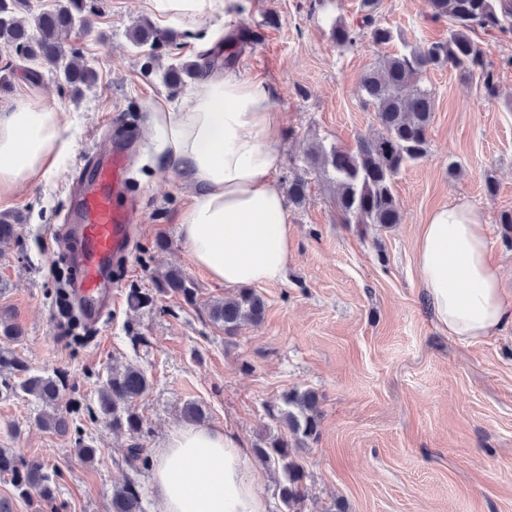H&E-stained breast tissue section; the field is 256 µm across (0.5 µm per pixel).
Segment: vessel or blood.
Listing matches in <instances>:
<instances>
[{
	"label": "vessel or blood",
	"mask_w": 512,
	"mask_h": 512,
	"mask_svg": "<svg viewBox=\"0 0 512 512\" xmlns=\"http://www.w3.org/2000/svg\"><path fill=\"white\" fill-rule=\"evenodd\" d=\"M126 175V159L117 150L106 161L80 166L83 190L74 202L76 223L63 254L73 270L71 298L93 324L119 303L113 262L126 254L132 228L140 220L136 205L118 201Z\"/></svg>",
	"instance_id": "b4317fda"
}]
</instances>
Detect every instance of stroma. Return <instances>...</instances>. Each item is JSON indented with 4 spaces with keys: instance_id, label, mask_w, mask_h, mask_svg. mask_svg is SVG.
<instances>
[{
    "instance_id": "obj_1",
    "label": "stroma",
    "mask_w": 512,
    "mask_h": 512,
    "mask_svg": "<svg viewBox=\"0 0 512 512\" xmlns=\"http://www.w3.org/2000/svg\"><path fill=\"white\" fill-rule=\"evenodd\" d=\"M249 3L241 24L254 39L229 71L265 79L272 89L284 116L283 185L292 161L313 144L352 147L377 132L374 109L357 86L380 56L448 35L447 20L428 19L425 0H381L378 19L397 40L376 47L364 39L342 50L330 26L337 18L355 21L359 0H336L325 11L312 10V0ZM86 14L89 27L63 37L64 49L79 52L98 74L83 94L57 81L48 65L0 48V113L33 100L64 112L72 127V148L49 178L0 193V219L16 227L14 238L0 242V314L22 331L10 348L33 371L63 372L77 408L62 436L41 426L42 407L31 397L0 396V448L57 473L54 512H111L113 487L132 475L123 460L129 438L96 414L99 389L116 364L137 365L151 379L135 401L150 454L185 426L187 403L207 405L205 426L230 431L249 448L273 427L283 394L317 391L319 435L295 454L305 473L304 512L337 501L347 512H512V327L476 342L440 332L415 267L420 224L435 207L463 199L482 216L492 261L512 295V231L499 222L512 210V32L471 35L494 73L495 96L447 67L424 76L434 96L429 149L394 178L399 224L360 236L337 218L332 185L308 172L306 203L289 208L287 275L258 286L262 322L228 338L208 307L229 291L193 263L178 224L192 190L163 165L146 134L156 104L186 95L162 75L171 63L198 59L196 35L174 26V45L152 54L129 39L151 19L144 0H87ZM130 112L138 116L130 190L142 222L119 293L151 290L177 267L197 295L191 305L160 295L138 311L123 300L73 347L57 327V231L79 166L104 154L108 121ZM452 163L461 168L454 178ZM160 237L167 249L156 248ZM79 439L98 448L94 463L77 455Z\"/></svg>"
}]
</instances>
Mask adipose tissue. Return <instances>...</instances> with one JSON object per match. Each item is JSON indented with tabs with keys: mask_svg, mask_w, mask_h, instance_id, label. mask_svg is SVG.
I'll use <instances>...</instances> for the list:
<instances>
[{
	"mask_svg": "<svg viewBox=\"0 0 512 512\" xmlns=\"http://www.w3.org/2000/svg\"><path fill=\"white\" fill-rule=\"evenodd\" d=\"M163 24L236 25L243 0H146ZM282 116L260 78L206 75L177 109L151 113L147 135L166 165L193 186L181 213L191 258L228 288L270 284L285 277L291 227L287 199L276 175L282 163ZM59 112L31 101L0 114V192L45 176L71 148ZM415 265L437 328L477 341L512 326V296L505 294L490 257L487 229L466 201L435 208L422 225ZM152 481L164 512H266L256 492L260 472L240 440L228 432L185 426L154 453Z\"/></svg>",
	"mask_w": 512,
	"mask_h": 512,
	"instance_id": "obj_1",
	"label": "adipose tissue"
}]
</instances>
